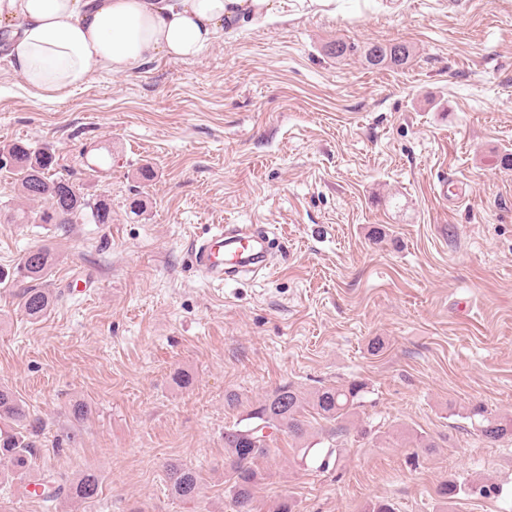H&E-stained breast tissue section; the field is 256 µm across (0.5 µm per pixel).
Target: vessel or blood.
Returning <instances> with one entry per match:
<instances>
[{
  "label": "vessel or blood",
  "mask_w": 512,
  "mask_h": 512,
  "mask_svg": "<svg viewBox=\"0 0 512 512\" xmlns=\"http://www.w3.org/2000/svg\"><path fill=\"white\" fill-rule=\"evenodd\" d=\"M439 188L449 206H459L468 198L467 184L457 176L441 180ZM270 243L269 233L237 224H215L207 236L192 242L191 263L210 283L220 285L224 280L263 269Z\"/></svg>",
  "instance_id": "1"
}]
</instances>
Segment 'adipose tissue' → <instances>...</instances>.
<instances>
[{"label": "adipose tissue", "instance_id": "adipose-tissue-1", "mask_svg": "<svg viewBox=\"0 0 512 512\" xmlns=\"http://www.w3.org/2000/svg\"><path fill=\"white\" fill-rule=\"evenodd\" d=\"M287 18L288 0H0V55L33 95L51 98L93 71L193 59L235 25Z\"/></svg>", "mask_w": 512, "mask_h": 512}]
</instances>
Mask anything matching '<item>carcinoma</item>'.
<instances>
[{"label": "carcinoma", "instance_id": "obj_1", "mask_svg": "<svg viewBox=\"0 0 512 512\" xmlns=\"http://www.w3.org/2000/svg\"><path fill=\"white\" fill-rule=\"evenodd\" d=\"M373 66L387 61L401 64L410 56L404 45L377 46L365 50ZM55 151L48 147L33 148L23 141H15L0 150V170L9 169L20 175L19 191L28 200L44 203L35 217L40 224H110L112 203L104 195L85 194L71 175H60ZM29 259H22L18 273L33 281L46 277L53 265V254L47 248L28 251ZM52 302L45 288L32 286L23 290L21 306L31 318L42 316ZM365 384L351 381L346 384L323 386L312 392L288 384L276 388L240 413L236 422L224 428V475L233 512H257L254 489L261 479L258 461L270 453L272 434L256 436L259 445L246 451L242 440L257 421L266 428L283 431L295 441L292 463L305 470L325 471L330 463H339L337 448L330 439L343 436L354 428L352 417L362 407ZM323 420L327 427L314 430L310 418ZM473 420L478 435L489 443L512 437V417L489 413L485 407L474 405L465 413ZM42 427L40 419L32 416L23 401L8 388L0 386V459L9 468L0 471L1 483H14L19 490H27L24 478L37 454L34 437ZM328 443L323 449L321 444ZM171 493L184 502H192L202 493V477L193 466L179 460L165 464ZM100 475L87 469L71 479L65 474L45 481L38 495L46 499H74L92 502L99 495ZM462 490L455 480L442 482L438 494L443 504L452 502Z\"/></svg>", "mask_w": 512, "mask_h": 512}]
</instances>
